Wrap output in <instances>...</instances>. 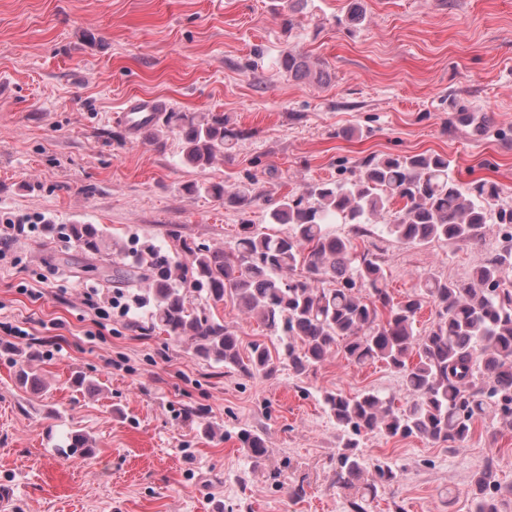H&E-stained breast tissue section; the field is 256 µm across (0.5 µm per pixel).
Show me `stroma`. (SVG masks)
<instances>
[{
    "mask_svg": "<svg viewBox=\"0 0 512 512\" xmlns=\"http://www.w3.org/2000/svg\"><path fill=\"white\" fill-rule=\"evenodd\" d=\"M288 47L323 81L281 72ZM1 81L0 225L30 216L56 230L0 261V512H349L322 394L400 398L396 373L334 353L299 377L248 378L147 331L144 307L92 338L84 291L134 295L118 273L144 246L181 260V240L224 247L245 223L286 233L269 219L277 202L372 155H448L458 180L495 181L512 203V0H308L294 12L285 0H0ZM136 94L224 114L245 136L212 164L185 166L177 132L160 147L130 135L119 114ZM248 179L259 196L243 212L206 192ZM65 224L99 225L108 253L76 248ZM499 244L493 225L476 244L357 242L398 299L421 275L467 279ZM212 312L242 344L275 341L232 299ZM29 356L47 393L15 384ZM77 373L99 393L76 391ZM245 426L266 441L262 469L236 438ZM72 428L92 437L94 457L61 454ZM363 450L400 473L370 512H472L471 475L487 464L507 489L500 512H512L510 431L493 441L476 423L460 448L373 434ZM299 483L306 494L292 498Z\"/></svg>",
    "mask_w": 512,
    "mask_h": 512,
    "instance_id": "35a3bbf8",
    "label": "stroma"
}]
</instances>
